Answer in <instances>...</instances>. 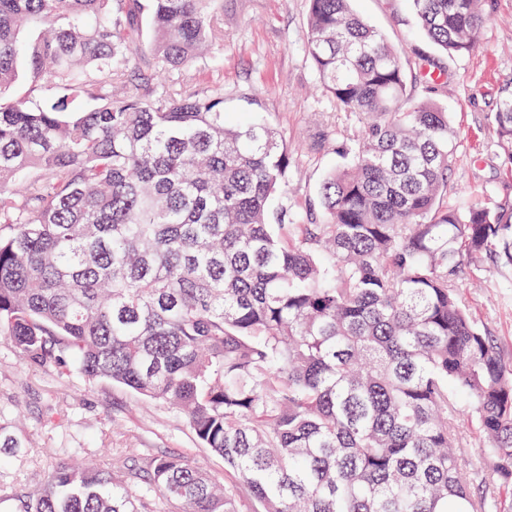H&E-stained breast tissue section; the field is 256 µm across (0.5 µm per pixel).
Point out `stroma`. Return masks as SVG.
<instances>
[{
    "instance_id": "obj_1",
    "label": "stroma",
    "mask_w": 512,
    "mask_h": 512,
    "mask_svg": "<svg viewBox=\"0 0 512 512\" xmlns=\"http://www.w3.org/2000/svg\"><path fill=\"white\" fill-rule=\"evenodd\" d=\"M352 9L398 51L409 101L447 112L458 133L456 163L444 201L475 200L493 209L512 202V165L495 148L496 111L512 84V0H488L476 47L450 56L419 28L407 0H353ZM308 0H224V40L179 77L188 89L224 92L228 121L259 118L287 144L288 182L279 198L289 214L318 202L326 176L357 121L319 86L307 57ZM454 285L480 329L493 336L512 364V265L485 255L466 264ZM0 420L22 448L0 464V497L32 491L63 458H92L125 472L158 455L182 458L217 482L237 484L223 459L200 445L171 405L75 367L45 369L0 342Z\"/></svg>"
}]
</instances>
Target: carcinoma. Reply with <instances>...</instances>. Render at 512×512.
I'll list each match as a JSON object with an SVG mask.
<instances>
[{"instance_id":"cac0c4a2","label":"carcinoma","mask_w":512,"mask_h":512,"mask_svg":"<svg viewBox=\"0 0 512 512\" xmlns=\"http://www.w3.org/2000/svg\"><path fill=\"white\" fill-rule=\"evenodd\" d=\"M408 2L447 54L474 50L486 0ZM223 26V0H0V341L180 409L241 479L157 456L136 495L62 459L13 512H236L243 495L262 512H512V365L453 286L484 254L512 264V204L441 203L448 113L405 106L398 52L350 0H309L308 56L359 129L322 222L286 223L278 132L225 121L221 91L145 78L193 67ZM21 79L29 97L3 101ZM493 123L512 164V89ZM469 430L505 509L470 472Z\"/></svg>"}]
</instances>
